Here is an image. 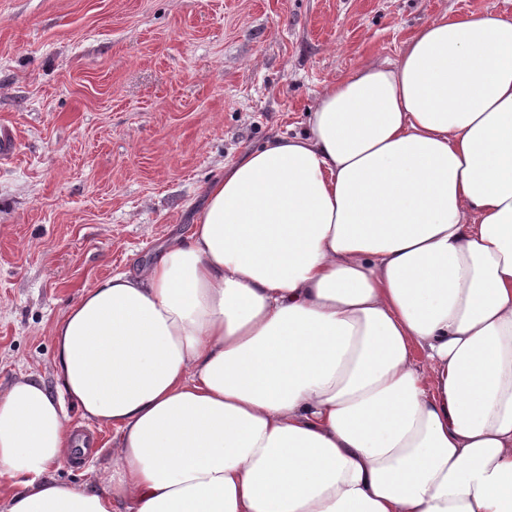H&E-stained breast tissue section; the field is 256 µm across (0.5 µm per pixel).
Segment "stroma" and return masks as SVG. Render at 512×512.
<instances>
[{
    "label": "stroma",
    "mask_w": 512,
    "mask_h": 512,
    "mask_svg": "<svg viewBox=\"0 0 512 512\" xmlns=\"http://www.w3.org/2000/svg\"><path fill=\"white\" fill-rule=\"evenodd\" d=\"M488 0H0V388L55 387L53 326L97 281L187 232L246 148L300 130L321 88ZM96 459L57 476L95 480Z\"/></svg>",
    "instance_id": "1"
}]
</instances>
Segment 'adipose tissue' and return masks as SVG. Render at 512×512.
I'll return each mask as SVG.
<instances>
[{
  "label": "adipose tissue",
  "instance_id": "obj_1",
  "mask_svg": "<svg viewBox=\"0 0 512 512\" xmlns=\"http://www.w3.org/2000/svg\"><path fill=\"white\" fill-rule=\"evenodd\" d=\"M53 335L58 391L0 388V512H512V18L326 85ZM68 416L72 426L79 425L80 431L94 433L97 442L93 447L99 454L95 460H90V457H86L78 464L75 463V460H69L57 471L56 476L61 480L77 483L93 482L96 480V473L91 472V467L94 466L95 471H97L110 461L112 455V429L99 430L95 425L84 421L76 407L69 408Z\"/></svg>",
  "mask_w": 512,
  "mask_h": 512
}]
</instances>
